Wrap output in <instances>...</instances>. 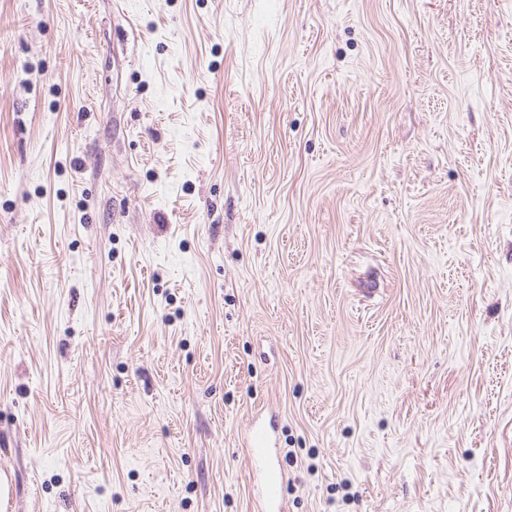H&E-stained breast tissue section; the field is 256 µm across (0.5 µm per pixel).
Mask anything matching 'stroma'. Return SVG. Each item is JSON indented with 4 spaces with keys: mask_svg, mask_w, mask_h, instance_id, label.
I'll return each mask as SVG.
<instances>
[{
    "mask_svg": "<svg viewBox=\"0 0 512 512\" xmlns=\"http://www.w3.org/2000/svg\"><path fill=\"white\" fill-rule=\"evenodd\" d=\"M512 512V0H0L9 512ZM276 430V418L269 415L263 421L252 420L244 435L251 448L247 463L260 474L252 501L254 512L286 511V475L277 460Z\"/></svg>",
    "mask_w": 512,
    "mask_h": 512,
    "instance_id": "stroma-1",
    "label": "stroma"
}]
</instances>
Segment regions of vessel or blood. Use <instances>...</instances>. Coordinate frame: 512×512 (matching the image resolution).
I'll return each mask as SVG.
<instances>
[{
    "label": "vessel or blood",
    "mask_w": 512,
    "mask_h": 512,
    "mask_svg": "<svg viewBox=\"0 0 512 512\" xmlns=\"http://www.w3.org/2000/svg\"><path fill=\"white\" fill-rule=\"evenodd\" d=\"M275 417L251 421L244 435L250 449L247 463L260 474L253 495V512H286V475L277 460Z\"/></svg>",
    "instance_id": "obj_1"
}]
</instances>
